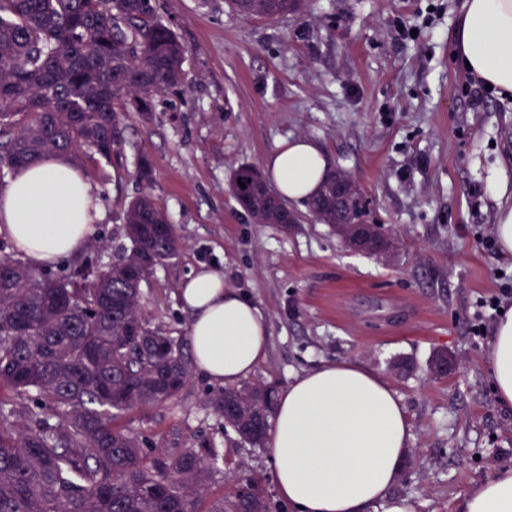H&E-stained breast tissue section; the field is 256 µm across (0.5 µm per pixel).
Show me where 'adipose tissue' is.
<instances>
[{
  "mask_svg": "<svg viewBox=\"0 0 512 512\" xmlns=\"http://www.w3.org/2000/svg\"><path fill=\"white\" fill-rule=\"evenodd\" d=\"M457 63L483 84L512 93V0H463L453 33ZM279 195L309 201L329 172L325 152L307 139L282 141L266 159ZM100 208L82 168L66 155L16 170L0 188V235L36 268L82 250ZM178 297L189 318L192 358L211 381L232 388L265 358L269 332L253 301L225 287L224 271L202 267ZM501 404L512 407V309L486 352ZM410 438L392 387L352 360L297 375L278 394L267 446L281 502L292 512H411L392 497ZM459 512H512V467L475 484Z\"/></svg>",
  "mask_w": 512,
  "mask_h": 512,
  "instance_id": "ef3b65f1",
  "label": "adipose tissue"
}]
</instances>
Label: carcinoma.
Instances as JSON below:
<instances>
[{
  "label": "carcinoma",
  "mask_w": 512,
  "mask_h": 512,
  "mask_svg": "<svg viewBox=\"0 0 512 512\" xmlns=\"http://www.w3.org/2000/svg\"><path fill=\"white\" fill-rule=\"evenodd\" d=\"M246 17L274 20L300 0H230ZM185 48L156 19L152 0H0V167L66 154L104 160L125 140V114L149 112L179 85ZM141 195L125 212L129 241L105 278L81 270L35 272L0 256V512H270L233 493L211 498L218 455L183 448L153 458L122 422L174 398L191 379L175 339L146 318L128 283L174 258L175 225L151 195L153 168L138 166ZM244 186H239L238 182ZM335 174L310 209L336 219ZM231 189L259 224H278L273 193L249 165ZM80 297L75 309L62 303ZM272 391L245 383L208 399L212 413L259 447Z\"/></svg>",
  "instance_id": "carcinoma-1"
}]
</instances>
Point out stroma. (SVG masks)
I'll list each match as a JSON object with an SVG mask.
<instances>
[{
  "instance_id": "35a3bbf8",
  "label": "stroma",
  "mask_w": 512,
  "mask_h": 512,
  "mask_svg": "<svg viewBox=\"0 0 512 512\" xmlns=\"http://www.w3.org/2000/svg\"><path fill=\"white\" fill-rule=\"evenodd\" d=\"M186 47L185 76L126 116L111 165L86 164L99 194L101 264L127 240L125 209L139 196L141 157L152 195L183 242L142 283L152 323L188 338L180 281L203 264L224 269L269 328L254 384L281 389L322 363L354 360L402 399L410 441L392 494L414 512H458L476 483L512 466V407L484 365L493 328L470 334L480 303L512 277V255L489 251L498 197L512 198V95L469 94L452 55L462 0H304L298 14L247 18L227 0H153ZM417 27L415 37L400 26ZM305 138L361 189L365 219L392 234L384 259L348 247L308 203L294 224H258L230 183L243 164L264 169L284 139ZM201 371L173 400L133 412L128 425L159 453L210 443L214 495L240 465L273 485L264 448L242 444L207 408L220 391Z\"/></svg>"
}]
</instances>
